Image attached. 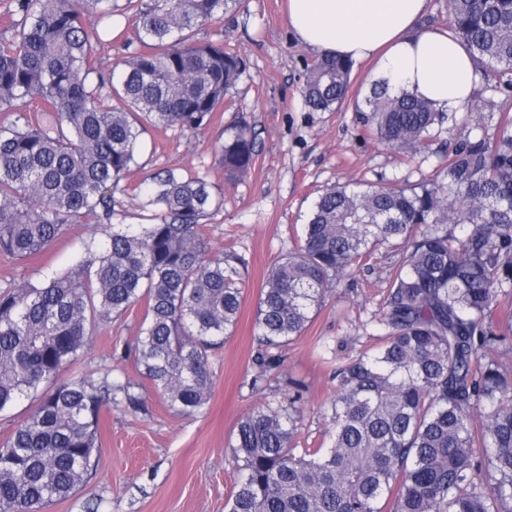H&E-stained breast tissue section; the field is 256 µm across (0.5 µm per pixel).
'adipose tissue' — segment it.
<instances>
[{"label": "adipose tissue", "instance_id": "ef3b65f1", "mask_svg": "<svg viewBox=\"0 0 512 512\" xmlns=\"http://www.w3.org/2000/svg\"><path fill=\"white\" fill-rule=\"evenodd\" d=\"M426 6L427 0H288L287 25L317 54L373 60L391 86L465 111L475 64L448 30L421 27Z\"/></svg>", "mask_w": 512, "mask_h": 512}]
</instances>
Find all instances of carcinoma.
<instances>
[{
  "instance_id": "cac0c4a2",
  "label": "carcinoma",
  "mask_w": 512,
  "mask_h": 512,
  "mask_svg": "<svg viewBox=\"0 0 512 512\" xmlns=\"http://www.w3.org/2000/svg\"><path fill=\"white\" fill-rule=\"evenodd\" d=\"M238 0H128L142 49L110 72L91 56L112 0H12L0 32V254L45 251L65 224L112 223V188L135 161L146 127L196 131L224 111L246 65L192 35ZM448 29L495 93L512 89V0H449ZM354 62L318 56L303 97L333 112ZM35 101L34 113L14 111ZM364 125L412 158L451 116L408 90L372 84ZM224 171L256 156L249 123L224 128ZM152 223L112 230L65 273L0 290V413L30 392L37 407L0 445V512H43L84 481L103 406L133 385L106 373L64 377L95 323L141 304L134 345L143 376L185 413L208 400L211 353L235 328L244 255L209 252L204 227L221 199L198 175L167 170L147 188ZM381 246L399 251L372 354L336 360L330 446L294 448L297 418L266 404L242 419L233 445L238 480L227 512H512V370L493 357L512 333L492 320L512 286V118L497 133L448 150L420 187L325 190L304 242L268 271L257 314L252 385L280 364L326 290ZM485 413L475 422L474 411ZM485 450L483 459L473 448Z\"/></svg>"
}]
</instances>
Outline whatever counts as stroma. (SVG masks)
I'll return each mask as SVG.
<instances>
[{"label": "stroma", "instance_id": "obj_1", "mask_svg": "<svg viewBox=\"0 0 512 512\" xmlns=\"http://www.w3.org/2000/svg\"><path fill=\"white\" fill-rule=\"evenodd\" d=\"M117 3V29L92 42L94 57L108 71L139 47L133 14L126 10V0ZM286 3L241 0L220 20L196 32L197 41L224 42L246 62L230 108L194 132L147 129L135 163L112 191L113 224L147 223L155 209L142 193L144 182L168 168L205 177L222 197L208 220L207 246L214 253L234 249L246 257L248 266L238 322L210 359L212 393L199 411L183 414L171 409L142 376L133 351L141 306L118 320L97 324L76 373L98 379L109 372L131 382L145 409L132 412L117 399L103 407L94 470L75 494L45 512H85L86 502L92 500L99 502L100 512H225L238 477L233 457L237 426L268 402L295 410L297 442L325 441L329 402L336 392V360L378 345L383 332L380 308L399 256L380 248L370 268L329 289L322 307L283 352L268 386L255 390L253 338L268 270L300 245L308 213L324 189L348 183L412 186L429 181L443 160L445 142L496 124L491 113L466 110L428 149L414 159L403 158L368 135L355 110L376 78L368 61L356 63L349 97L339 110L310 111L302 90L316 54L291 35ZM241 116L257 135V156L246 174L230 178L219 147L225 127ZM111 226L76 220L39 255L24 261L0 255V285H38L64 272L84 255L91 240L106 238Z\"/></svg>", "mask_w": 512, "mask_h": 512}]
</instances>
